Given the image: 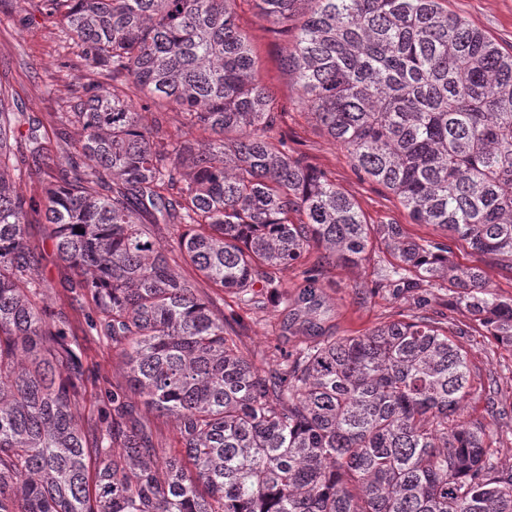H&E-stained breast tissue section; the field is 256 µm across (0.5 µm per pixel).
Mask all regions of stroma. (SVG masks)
<instances>
[{
    "label": "stroma",
    "instance_id": "obj_1",
    "mask_svg": "<svg viewBox=\"0 0 512 512\" xmlns=\"http://www.w3.org/2000/svg\"><path fill=\"white\" fill-rule=\"evenodd\" d=\"M39 0H0V82L5 83L20 110L38 117L44 126L58 125L60 113L68 111L81 85L93 74L80 55L71 34L62 25L46 20ZM448 10L482 29L503 48L512 50V0H448ZM239 24L249 35L261 74L277 97L278 116L271 133L284 137L291 149L302 154L312 167L324 172L337 187L351 196L370 224H398L404 233L419 242L441 239V231L431 224H418L398 199L385 187L360 178L344 149L333 143L306 115L299 102L298 87L281 67V58L291 45L290 38L274 36L255 0H246L238 10ZM30 248L41 257L39 278L42 298L51 311L65 313L70 333L83 352L85 393L78 404L84 431H93L98 412L113 388L124 385L125 366L121 355L86 325L79 302L65 290L71 272L60 264L48 237V227L40 213H31L26 226ZM453 259L463 267L483 270L492 292L512 297V270L488 257L472 254L454 244ZM395 256L381 240H374L365 260L358 266L328 263L321 249L313 247L303 264L281 269L277 278L289 297H296L305 270H316L321 285L320 305L315 320L322 336L340 339L363 336L375 327L396 320H412L428 313L451 323L462 321L456 294L447 282L436 281L411 290L397 289L381 282L378 268L393 263ZM176 273L195 281L200 293L212 297L230 325L229 333L255 367L270 371L282 362V352L296 351L306 344L301 335L283 328V305L268 301L264 288L254 287L253 301L240 300L212 288L190 266L175 264ZM460 344L468 353L471 389L465 402L467 417L480 420L498 448L499 463L512 467V349L482 336H463ZM497 377L499 389L487 395L480 382Z\"/></svg>",
    "mask_w": 512,
    "mask_h": 512
}]
</instances>
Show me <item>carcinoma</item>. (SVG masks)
<instances>
[{"label":"carcinoma","instance_id":"obj_1","mask_svg":"<svg viewBox=\"0 0 512 512\" xmlns=\"http://www.w3.org/2000/svg\"><path fill=\"white\" fill-rule=\"evenodd\" d=\"M240 0H43L112 81L82 87L60 115L80 149L23 192L49 136L7 108L0 83V512H512V468L464 417L471 372L454 340L480 329L512 348V298L450 242L512 270V51L443 0H258L300 103L448 242L368 224L323 172L269 135L276 97L238 24ZM183 130L163 135L166 111ZM28 133H20L22 126ZM14 160L15 177L3 170ZM42 209L65 288L89 328L121 351L126 387L86 434L82 351L68 318L39 305L41 257L26 244ZM180 224L182 260L212 287L258 283L315 336L318 279L288 300L274 270L316 245L355 266L373 235L398 263L380 280L443 279L467 323L430 316L317 340L259 371L224 314L178 275L146 224ZM176 422L182 453L155 444L138 405Z\"/></svg>","mask_w":512,"mask_h":512}]
</instances>
